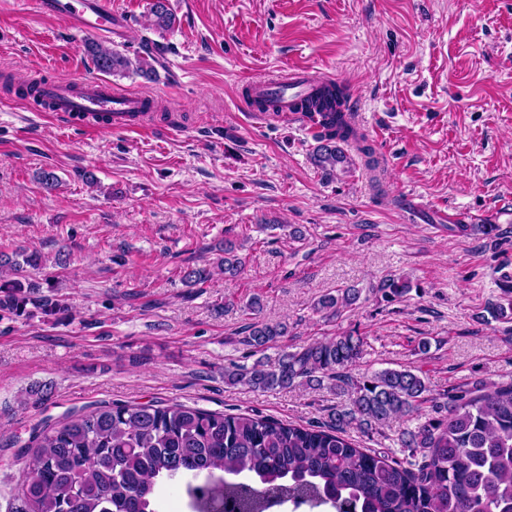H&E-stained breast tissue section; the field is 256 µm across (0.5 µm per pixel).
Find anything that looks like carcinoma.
Returning <instances> with one entry per match:
<instances>
[{
    "instance_id": "carcinoma-1",
    "label": "carcinoma",
    "mask_w": 512,
    "mask_h": 512,
    "mask_svg": "<svg viewBox=\"0 0 512 512\" xmlns=\"http://www.w3.org/2000/svg\"><path fill=\"white\" fill-rule=\"evenodd\" d=\"M150 27L166 32L176 21L169 0H151ZM85 51L101 72H133L147 80L156 74L146 53L131 59L96 40ZM344 88L331 83L311 106L324 113L330 131L320 137L312 159L331 175L351 162L342 145L373 171L376 149L367 135L349 126L340 105ZM461 235L497 230L494 224H452ZM236 245L224 242V256L184 272L195 288L215 271L230 277L242 269ZM23 261H18V256ZM43 255L0 252V312L45 318L67 312L52 284L25 275L38 270ZM385 300L404 298L410 281L391 276L378 286ZM359 300L356 288L318 298L313 310L334 317ZM245 342L263 350L288 335V324L255 320ZM363 338L352 334L283 352L277 364L256 363L247 370L224 368V383L263 392L282 390L298 380L328 382L347 403L331 424L306 427L292 421L224 414L172 404L113 403L44 428L25 449L30 455L22 477V502L9 512H158L159 486L187 480L198 502L222 500L234 512H264L268 499L345 506L347 512H512V382L448 396V417L431 418L410 434L404 447L421 454L413 467L383 452L359 448L346 435L354 424L369 429L409 416L428 402L425 378L410 367L384 369L362 380L350 367Z\"/></svg>"
}]
</instances>
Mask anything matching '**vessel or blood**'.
<instances>
[{
	"mask_svg": "<svg viewBox=\"0 0 512 512\" xmlns=\"http://www.w3.org/2000/svg\"><path fill=\"white\" fill-rule=\"evenodd\" d=\"M33 14L59 18L72 31L96 32L123 38L126 14L116 12L110 0H31ZM323 74L310 67H291L286 75L254 79L242 103L256 120L277 119L284 124H303L308 132L321 129L319 120L301 108L304 99L318 96ZM146 94L119 93L97 79H54L43 82L23 100L36 118L60 123L87 134L114 130L148 134L154 121Z\"/></svg>",
	"mask_w": 512,
	"mask_h": 512,
	"instance_id": "b4317fda",
	"label": "vessel or blood"
}]
</instances>
